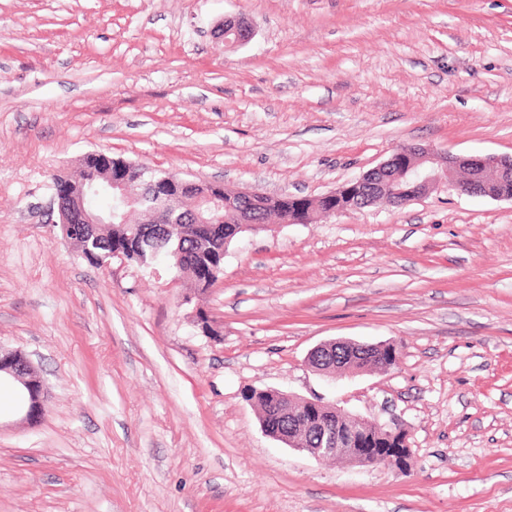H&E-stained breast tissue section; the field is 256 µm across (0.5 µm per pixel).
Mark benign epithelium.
Listing matches in <instances>:
<instances>
[{"label": "benign epithelium", "mask_w": 512, "mask_h": 512, "mask_svg": "<svg viewBox=\"0 0 512 512\" xmlns=\"http://www.w3.org/2000/svg\"><path fill=\"white\" fill-rule=\"evenodd\" d=\"M249 37V26L240 21H226L219 30V39L228 46L235 47L246 42ZM442 185L452 188L459 195L512 201V156L457 157L427 147L396 149L380 165L348 181L339 189L315 198L303 196L301 200L325 203L327 211L324 217L330 218L369 207L382 198L391 199L395 206H404ZM107 188L112 189L113 208L122 207L126 202L127 184L123 177L113 174L109 168L92 171L91 176L81 181L69 195L53 193L52 205L57 207L59 223L63 224L64 232H73L82 224L106 223L102 215L84 207V195L97 194ZM178 188L191 195L198 205L200 212L195 214L198 224L208 223L202 217V212H218L234 199H247L259 207L282 199L280 195L226 187L222 182L200 183L182 178L178 181ZM387 348V343L365 344L350 339H333L315 346L308 355L307 364L323 374H343L349 370L364 373L375 362L377 371L386 373L398 363L396 354L391 359L383 358ZM4 378L30 394L33 403L39 408H44L45 385L25 354L17 350L5 352L0 349V380ZM277 395L287 401L288 408L314 415V418L304 420V426L314 427L321 432L320 441L311 444L300 439L294 429L284 433L264 422L261 431L265 436L315 459L336 456L362 467L390 462V457H372L371 449L357 448L355 444L360 442V433L367 427L398 435L402 429L396 424L351 417L344 410L319 399L280 391ZM324 415L349 417L351 425L334 432L322 420Z\"/></svg>", "instance_id": "obj_1"}]
</instances>
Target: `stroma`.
<instances>
[{
	"instance_id": "obj_1",
	"label": "stroma",
	"mask_w": 512,
	"mask_h": 512,
	"mask_svg": "<svg viewBox=\"0 0 512 512\" xmlns=\"http://www.w3.org/2000/svg\"><path fill=\"white\" fill-rule=\"evenodd\" d=\"M238 18L252 36L224 47ZM418 145L512 155V0H0V347L47 390L31 425L0 393V512H512L511 201L273 224L197 296L91 266L49 216L94 150L317 197ZM340 338L399 362L307 366ZM263 389L395 420L409 471L273 441Z\"/></svg>"
}]
</instances>
